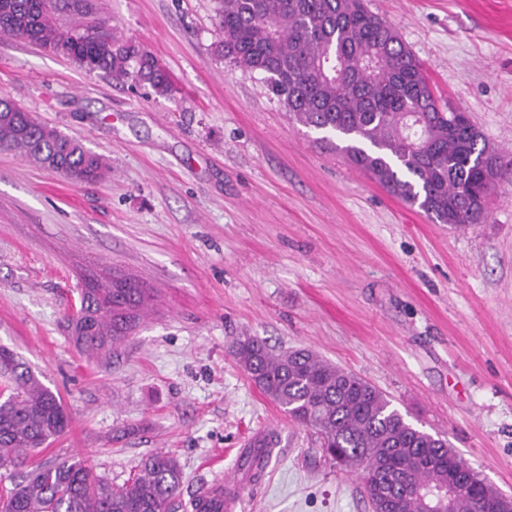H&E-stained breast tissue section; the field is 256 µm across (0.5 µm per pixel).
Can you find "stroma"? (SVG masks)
<instances>
[{
	"label": "stroma",
	"mask_w": 512,
	"mask_h": 512,
	"mask_svg": "<svg viewBox=\"0 0 512 512\" xmlns=\"http://www.w3.org/2000/svg\"><path fill=\"white\" fill-rule=\"evenodd\" d=\"M88 3L171 90L0 34V97L112 167L76 185L0 150V346L70 414L30 464L79 456L120 485L169 451L187 506L264 431L276 444L258 481H240L245 512H369L359 478L233 360L232 338L255 336L369 381L512 495V0H366L503 157L486 222L459 229L393 197L224 59L216 0ZM114 268L155 306L90 357L67 317L81 275Z\"/></svg>",
	"instance_id": "stroma-1"
}]
</instances>
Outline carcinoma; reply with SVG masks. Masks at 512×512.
Segmentation results:
<instances>
[{
  "mask_svg": "<svg viewBox=\"0 0 512 512\" xmlns=\"http://www.w3.org/2000/svg\"><path fill=\"white\" fill-rule=\"evenodd\" d=\"M58 0H0V34L53 47L81 69L135 81L159 96L170 77L156 57L98 23H57ZM220 50L262 76L289 119L344 145L348 162L432 220L460 228L487 218L501 153L476 125L452 122L426 81L422 63L364 0H219ZM0 149L60 173L74 184L110 168L79 141L0 98ZM84 323L75 345L89 355L114 348L151 308L152 289L125 275L81 288ZM229 353L254 384L295 422L314 430L323 454L359 473L371 512H430L427 489L456 488L449 512H480L501 498L439 434L410 423L374 386L305 349L275 351L246 336ZM69 415L13 351L0 346V477L61 436ZM182 469L176 456H148L121 486L85 461L37 465L0 488V512H175Z\"/></svg>",
  "mask_w": 512,
  "mask_h": 512,
  "instance_id": "carcinoma-1",
  "label": "carcinoma"
}]
</instances>
